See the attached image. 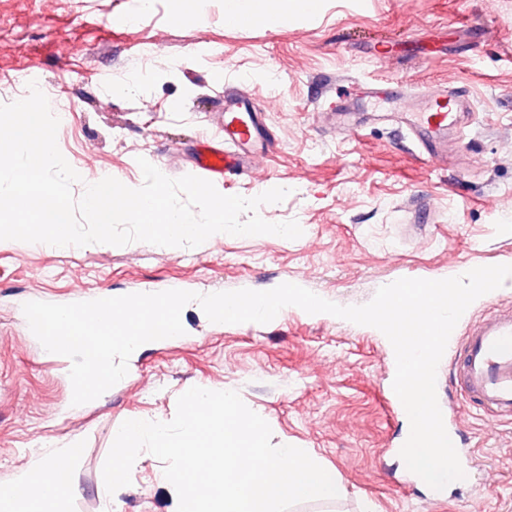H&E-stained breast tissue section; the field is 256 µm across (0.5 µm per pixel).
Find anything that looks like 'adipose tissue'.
<instances>
[{
  "mask_svg": "<svg viewBox=\"0 0 512 512\" xmlns=\"http://www.w3.org/2000/svg\"><path fill=\"white\" fill-rule=\"evenodd\" d=\"M322 0H226L225 23H264L277 27L315 16ZM76 452L55 449L51 457L22 468L9 483L12 512H61L69 484L63 476Z\"/></svg>",
  "mask_w": 512,
  "mask_h": 512,
  "instance_id": "adipose-tissue-1",
  "label": "adipose tissue"
}]
</instances>
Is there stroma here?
<instances>
[{
    "instance_id": "35a3bbf8",
    "label": "stroma",
    "mask_w": 512,
    "mask_h": 512,
    "mask_svg": "<svg viewBox=\"0 0 512 512\" xmlns=\"http://www.w3.org/2000/svg\"><path fill=\"white\" fill-rule=\"evenodd\" d=\"M0 0V103L23 99L27 74L66 109L57 145L80 174L142 186L138 158L165 176L193 171L197 141L224 124V95L248 94L275 151L265 181L234 170L225 195L288 189L259 209L294 220L295 240L217 236L175 250L144 242L55 247L0 241V484L54 449L76 446L67 512H174L163 462L142 452L130 485L97 493L115 431L129 419L168 422L189 388L237 391L267 421L272 444L308 449L336 472L343 492L291 512H512V419L488 426L464 400L447 361L437 398L457 424L456 450L475 460L441 491L399 456L406 411L391 396L394 355L374 327L291 308L266 324H214L197 305L184 335L128 362L105 397L76 406L67 369L29 337L22 305L78 302L169 287L207 294L293 283L343 305H362L397 279H438L459 269L512 265V0H323L320 12L283 26L230 27L224 0H204L202 21L174 20L177 0ZM151 56H143L146 46ZM393 58L362 61L368 48ZM147 81L120 92L114 79ZM454 82L471 115L450 134L446 170L415 159L394 126L363 116L342 137L322 115L353 89L424 90Z\"/></svg>"
}]
</instances>
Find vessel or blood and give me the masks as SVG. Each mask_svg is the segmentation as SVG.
Masks as SVG:
<instances>
[{"mask_svg":"<svg viewBox=\"0 0 512 512\" xmlns=\"http://www.w3.org/2000/svg\"><path fill=\"white\" fill-rule=\"evenodd\" d=\"M456 96L454 89L445 87L421 92L412 100L401 92L391 96L421 159L444 163L448 133L459 126V116L451 107ZM261 127L259 114L244 97L225 94L223 141L205 139L194 156L200 178L215 181L242 166L262 142ZM447 347L462 392L486 414L488 423L512 417V309H498L465 334H451Z\"/></svg>","mask_w":512,"mask_h":512,"instance_id":"vessel-or-blood-1","label":"vessel or blood"}]
</instances>
